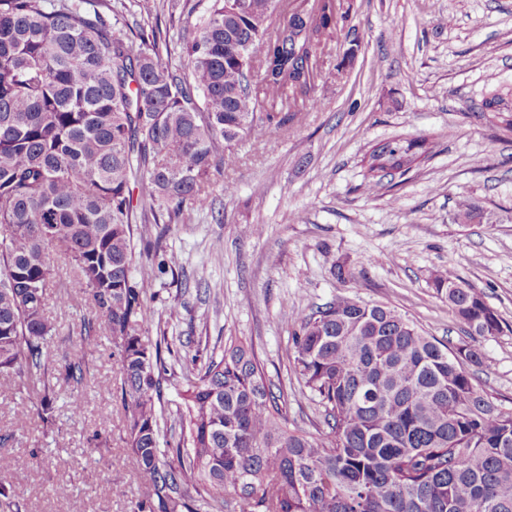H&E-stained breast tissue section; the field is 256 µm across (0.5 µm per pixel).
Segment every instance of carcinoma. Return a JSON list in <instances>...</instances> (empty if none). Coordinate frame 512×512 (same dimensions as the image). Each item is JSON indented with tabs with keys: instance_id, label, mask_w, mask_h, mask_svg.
Instances as JSON below:
<instances>
[{
	"instance_id": "cac0c4a2",
	"label": "carcinoma",
	"mask_w": 512,
	"mask_h": 512,
	"mask_svg": "<svg viewBox=\"0 0 512 512\" xmlns=\"http://www.w3.org/2000/svg\"><path fill=\"white\" fill-rule=\"evenodd\" d=\"M103 0H0V375L42 371L39 415L56 393L45 313L53 258L71 261L95 309L82 347L104 333L120 361L126 459L147 490L137 512H512V408L481 392L479 348H454L357 295L290 318L293 372L326 432L288 427L287 399L252 346L231 339L181 394V437L160 448L162 340L148 295L161 237L206 205L234 146L265 140L318 105L307 73L336 35L343 0H208L185 30V71L160 58L161 33L116 36ZM423 141L392 138L370 175L407 174ZM152 218L136 219L133 189ZM336 279L358 287L343 263ZM429 284L469 335L496 336L483 292L448 266ZM84 356L65 362L82 409ZM195 494H190V491ZM0 483V512H19Z\"/></svg>"
}]
</instances>
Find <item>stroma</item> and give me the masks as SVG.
<instances>
[{"label": "stroma", "mask_w": 512, "mask_h": 512, "mask_svg": "<svg viewBox=\"0 0 512 512\" xmlns=\"http://www.w3.org/2000/svg\"><path fill=\"white\" fill-rule=\"evenodd\" d=\"M197 0H104L105 18L122 15L117 35L159 28L181 65L179 37L203 13ZM345 15L324 49L312 90L317 108L261 142L235 148V166L209 189L205 207L182 224L160 225L166 272L150 305L175 370L163 384L164 440L180 435V393L225 343L251 344L274 390L288 399L290 427L314 432L316 404L289 361L288 319L345 293L331 267L344 261L361 275L358 297L390 306L447 345L470 341L483 353L479 389L512 401V131L482 100L512 88V0H344ZM401 137L433 148L407 175L362 190L365 156ZM479 208L454 223L461 201ZM256 224L259 236L240 237ZM455 265L480 288L502 321L494 337L468 336L430 273ZM67 304H56L60 293ZM46 312L57 359L80 348L81 325L94 310L70 262L59 259ZM85 409L70 418L71 383L57 380L56 421L36 409V379L0 376V480L20 493L21 512H134L144 487L124 462V410L118 357L109 336L87 355ZM109 423H102V416Z\"/></svg>", "instance_id": "obj_1"}]
</instances>
